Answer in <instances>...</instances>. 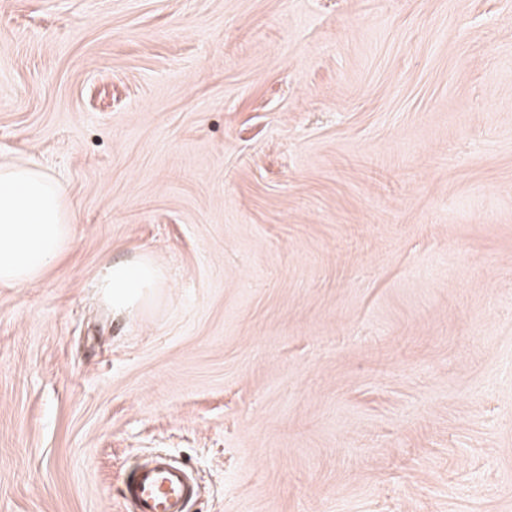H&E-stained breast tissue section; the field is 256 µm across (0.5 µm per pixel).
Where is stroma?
Here are the masks:
<instances>
[{"label": "stroma", "instance_id": "obj_1", "mask_svg": "<svg viewBox=\"0 0 512 512\" xmlns=\"http://www.w3.org/2000/svg\"><path fill=\"white\" fill-rule=\"evenodd\" d=\"M0 512H512V0H0ZM151 259L125 312L97 281ZM73 242L74 224L57 182L39 168L0 166V288L39 282ZM194 496L189 472L162 454L152 466L134 465L123 490L135 512H187Z\"/></svg>", "mask_w": 512, "mask_h": 512}]
</instances>
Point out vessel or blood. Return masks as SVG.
I'll return each instance as SVG.
<instances>
[{"label":"vessel or blood","mask_w":512,"mask_h":512,"mask_svg":"<svg viewBox=\"0 0 512 512\" xmlns=\"http://www.w3.org/2000/svg\"><path fill=\"white\" fill-rule=\"evenodd\" d=\"M123 496L134 512H187L195 488L184 467L160 454L153 465L131 468Z\"/></svg>","instance_id":"vessel-or-blood-1"}]
</instances>
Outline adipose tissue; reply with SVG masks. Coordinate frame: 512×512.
<instances>
[{"mask_svg": "<svg viewBox=\"0 0 512 512\" xmlns=\"http://www.w3.org/2000/svg\"><path fill=\"white\" fill-rule=\"evenodd\" d=\"M74 226L57 182L28 165L0 166V288L39 282L67 254ZM163 273L150 261H116L105 266L99 286L114 309L135 306Z\"/></svg>", "mask_w": 512, "mask_h": 512, "instance_id": "1", "label": "adipose tissue"}]
</instances>
